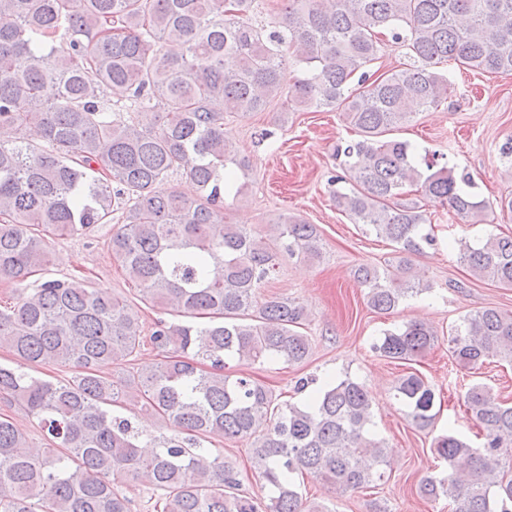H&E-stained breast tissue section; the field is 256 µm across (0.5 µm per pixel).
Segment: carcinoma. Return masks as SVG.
Segmentation results:
<instances>
[{"label": "carcinoma", "instance_id": "obj_1", "mask_svg": "<svg viewBox=\"0 0 512 512\" xmlns=\"http://www.w3.org/2000/svg\"><path fill=\"white\" fill-rule=\"evenodd\" d=\"M253 0H0V282L14 301L0 309V348L36 368L74 376L55 383L0 364V402L38 419L50 443L35 448L0 416V512H132L122 478L151 492L153 512H333L307 503L292 476L307 472L347 493L385 477L383 439L371 400L346 376L307 402L282 403L227 360L301 364L310 341L299 301L260 298L285 259L320 261V230L284 215L261 235L224 220V196L248 163L224 133V116L264 112L277 97L299 109H341L360 139L337 148L347 175L336 202L356 224L396 244L380 265L353 277L379 313L430 288L412 257L432 245L423 206H448L462 224L491 208L471 176L434 161L420 167L398 136L417 109L448 92L439 65L512 74V0H283L268 29L247 21ZM65 38L69 52L51 43ZM411 63L379 76L365 70L383 39ZM24 57L25 68L15 66ZM205 57L209 67L196 68ZM130 102L125 118L107 94ZM180 172L185 196L164 188ZM417 199H406L407 188ZM119 224L108 243L142 300L170 309L149 340L164 352L135 368L145 341L138 310L106 288L72 278L28 279L49 262L48 236ZM477 278L512 288V236L459 245ZM440 334L410 321L373 344L381 357L412 361ZM448 352L473 370L491 354L512 363V314L486 308L448 332ZM395 398L429 428L435 392L417 373ZM139 397L166 432L144 444L120 409ZM483 436L474 448L448 433L434 439L447 473L419 484L456 512H512V404L483 384L464 394ZM250 442L267 493H240L238 472L204 443Z\"/></svg>", "mask_w": 512, "mask_h": 512}]
</instances>
